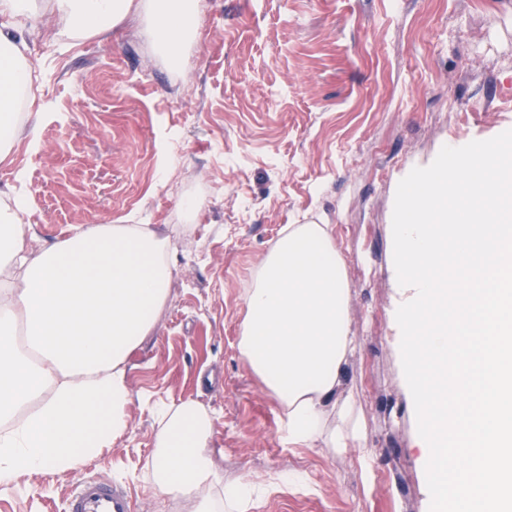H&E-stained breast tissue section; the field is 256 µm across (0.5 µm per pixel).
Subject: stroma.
<instances>
[{"instance_id": "stroma-1", "label": "stroma", "mask_w": 512, "mask_h": 512, "mask_svg": "<svg viewBox=\"0 0 512 512\" xmlns=\"http://www.w3.org/2000/svg\"><path fill=\"white\" fill-rule=\"evenodd\" d=\"M20 48L42 75V115L0 164V201L30 187L47 241L79 224L168 226L176 272L131 358L127 433L77 470L0 486V512H65L88 474L121 487L132 512H188L147 469L155 405L187 398L215 417L225 481L266 479L244 512H429L395 318L394 199L443 146L512 129V0H203L176 63L135 14L104 38L44 18ZM290 224L336 227L359 449L284 445L238 351L245 290Z\"/></svg>"}]
</instances>
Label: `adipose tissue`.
<instances>
[{
    "label": "adipose tissue",
    "instance_id": "ef3b65f1",
    "mask_svg": "<svg viewBox=\"0 0 512 512\" xmlns=\"http://www.w3.org/2000/svg\"><path fill=\"white\" fill-rule=\"evenodd\" d=\"M40 10L37 0H0V163L35 74L8 31ZM44 10L85 37L145 16L175 59L199 27L201 0H49ZM29 204L17 197L0 208V486L75 470L127 432L129 360L155 331L175 272L158 225L80 224L47 244L25 221ZM347 292L328 224L288 225L245 291L238 351L273 397L288 447L363 445L354 398L341 393L355 346ZM156 423L148 469L157 490L192 512H240L256 485L225 484L213 415L186 399L161 405Z\"/></svg>",
    "mask_w": 512,
    "mask_h": 512
}]
</instances>
